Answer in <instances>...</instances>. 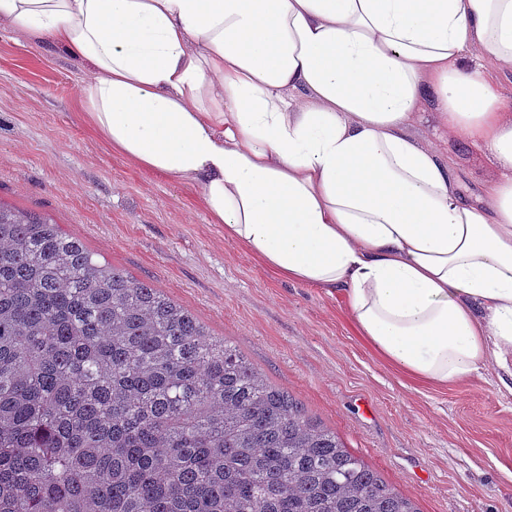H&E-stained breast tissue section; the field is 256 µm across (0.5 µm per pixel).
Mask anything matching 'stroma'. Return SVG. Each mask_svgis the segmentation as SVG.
I'll use <instances>...</instances> for the list:
<instances>
[{
  "label": "stroma",
  "instance_id": "1",
  "mask_svg": "<svg viewBox=\"0 0 512 512\" xmlns=\"http://www.w3.org/2000/svg\"><path fill=\"white\" fill-rule=\"evenodd\" d=\"M88 75L83 60L0 26V203L52 219L188 309L419 512H512V394L497 369L445 388L392 370L355 336L343 296L275 277L209 222L199 188L97 138L78 98ZM439 142L465 192L493 177L459 137Z\"/></svg>",
  "mask_w": 512,
  "mask_h": 512
}]
</instances>
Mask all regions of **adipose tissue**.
I'll return each mask as SVG.
<instances>
[{
	"mask_svg": "<svg viewBox=\"0 0 512 512\" xmlns=\"http://www.w3.org/2000/svg\"><path fill=\"white\" fill-rule=\"evenodd\" d=\"M0 24L87 62L91 131L344 295L389 367L512 385V99L480 67H512V0H0ZM428 99L496 169L476 198L407 133Z\"/></svg>",
	"mask_w": 512,
	"mask_h": 512,
	"instance_id": "obj_1",
	"label": "adipose tissue"
}]
</instances>
